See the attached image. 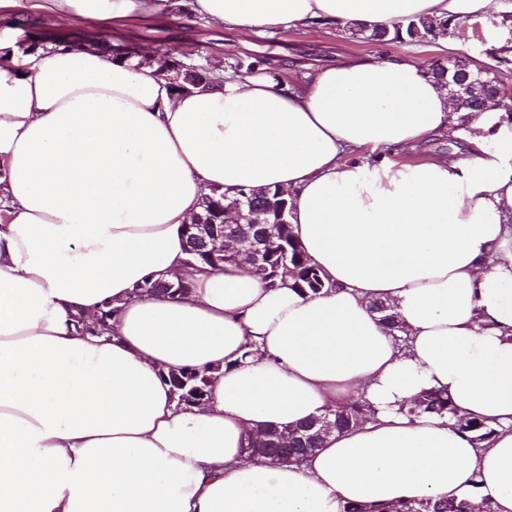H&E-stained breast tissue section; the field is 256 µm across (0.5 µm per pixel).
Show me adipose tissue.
<instances>
[{"label":"adipose tissue","mask_w":512,"mask_h":512,"mask_svg":"<svg viewBox=\"0 0 512 512\" xmlns=\"http://www.w3.org/2000/svg\"><path fill=\"white\" fill-rule=\"evenodd\" d=\"M180 7L255 34L491 21L502 2L0 0V512H387L423 497L512 512V119L450 111L409 57L340 55L286 86L246 76L180 92L57 26L111 32ZM30 10L55 22L37 49L9 24ZM461 130L466 157L382 159ZM267 186L292 197L321 294L206 267L184 295H134L185 269L205 194ZM107 300V330L78 331ZM184 367L210 375L204 405L174 400L165 373ZM427 388L495 435L402 412ZM354 400L367 421L302 461L243 460L249 434Z\"/></svg>","instance_id":"adipose-tissue-1"}]
</instances>
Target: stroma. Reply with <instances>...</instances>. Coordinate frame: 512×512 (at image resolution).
Here are the masks:
<instances>
[{
    "label": "stroma",
    "mask_w": 512,
    "mask_h": 512,
    "mask_svg": "<svg viewBox=\"0 0 512 512\" xmlns=\"http://www.w3.org/2000/svg\"><path fill=\"white\" fill-rule=\"evenodd\" d=\"M125 34L149 51L166 48L185 65L213 71L223 70L225 77H237L236 60H262L268 73L283 82L318 67L343 54L351 57L406 56L420 66H429L443 58L441 44L409 45L391 43L378 46L351 39L343 29L325 28L313 32L296 28H279L257 35H244L206 20L190 16L170 22H156L140 17L122 20ZM512 40V32L502 26L478 21L476 28L466 29L458 39L457 57L490 69L498 80L512 89V66L504 67L491 57V48Z\"/></svg>",
    "instance_id": "1"
}]
</instances>
